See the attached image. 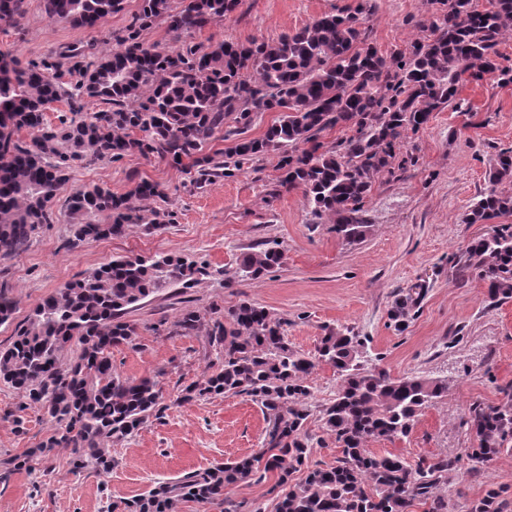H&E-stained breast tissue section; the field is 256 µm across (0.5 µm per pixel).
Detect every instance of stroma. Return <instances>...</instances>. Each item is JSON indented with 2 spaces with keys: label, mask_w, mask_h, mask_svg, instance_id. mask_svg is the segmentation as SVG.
Masks as SVG:
<instances>
[{
  "label": "stroma",
  "mask_w": 512,
  "mask_h": 512,
  "mask_svg": "<svg viewBox=\"0 0 512 512\" xmlns=\"http://www.w3.org/2000/svg\"><path fill=\"white\" fill-rule=\"evenodd\" d=\"M362 8L369 40L390 52L421 37L428 19L425 0H240L223 21L192 33L188 41H272L314 18ZM17 27L0 26V53L21 64L54 63L69 55L86 62L112 50L132 24L139 0H124L120 12L79 29L52 22L44 0H25ZM457 104L434 113L405 147L418 159L400 179L378 178L364 200L370 229L357 242L316 223L302 191L279 185V156L245 162L226 176L198 184L196 174L159 160L125 157L78 167L51 204V221L31 245L0 255V291L17 303L14 321L0 326V348L14 339L16 324L56 288L126 255L170 254L206 267L191 288L169 286L150 295L125 316L137 328L135 341L112 350V365L131 379L152 377L162 391L163 410L142 429L110 444V473L72 468L68 451L56 449L33 466L22 463L28 449L52 432L42 411H24L23 426L7 418L20 395L0 384V512H110L113 501L134 499L162 481L244 457L264 449L266 420L247 395L219 394L185 399V388L216 371L205 336L168 337L157 325H171L186 309L223 318L225 308L248 301L284 322L289 344L314 351L325 328H350L368 337L373 364L391 375L423 374L448 380V398L423 411L402 440L370 442L371 452L393 453L414 462L422 457L458 455V470L440 485L448 512L491 488H504L512 501V454L474 465L464 452L471 440L460 421L471 404L498 403L512 382V301L489 306L483 284L459 280L449 257L490 232L491 224L465 218L474 198L490 186L496 154L512 148V82L490 77L464 81ZM159 185L172 214L166 229L144 233L130 225L124 236L71 247L69 195L93 185L126 195L140 181ZM283 252L285 262L257 280L236 273L244 253L261 244ZM428 292L419 313L396 331L388 311L397 293L415 283ZM306 431L316 441L308 468L335 466L340 450L322 427L321 410L336 396L339 380L322 365L309 380ZM275 473L228 486L224 500L181 502L180 512H274Z\"/></svg>",
  "instance_id": "obj_1"
}]
</instances>
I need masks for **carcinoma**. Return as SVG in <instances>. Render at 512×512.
I'll use <instances>...</instances> for the list:
<instances>
[{
	"label": "carcinoma",
	"mask_w": 512,
	"mask_h": 512,
	"mask_svg": "<svg viewBox=\"0 0 512 512\" xmlns=\"http://www.w3.org/2000/svg\"><path fill=\"white\" fill-rule=\"evenodd\" d=\"M435 7L421 28L428 35L382 53L369 41L361 8L325 13L274 41L188 45L176 54L151 49L141 32L162 21L181 37L224 20L240 0H140L135 23L110 51L75 69L66 84L47 64L27 66L0 54V252L25 248L49 220L50 204L77 166L137 156L214 176L270 152L280 154V186L301 190L321 224L349 242L369 228L364 200L375 179L395 180L418 158L404 149L408 133L427 126L433 113L451 105L459 83L498 76L512 82V67L497 61L496 46L512 37V0H426ZM124 0H45L54 22L92 26L123 9ZM24 0H0V25L15 26ZM93 98L110 109L84 112ZM67 101L71 115L53 124L51 104ZM279 112L261 138L245 133L258 115ZM339 128L344 136L328 147L320 134ZM26 130L30 141L18 133ZM222 138L230 145L207 153ZM224 156V161L216 156ZM491 187L479 196L469 224L512 215V149L492 163ZM159 186L139 182L125 196L94 185L68 199L72 245L119 236L131 224L151 232L170 223L157 210ZM284 254L265 247L244 254L238 273L251 280L283 264ZM462 277L477 276L489 305L512 300V224H496L449 258ZM207 275L169 254L123 256L68 282L43 298L0 349V383L22 397L17 411L34 406L53 433L27 453L42 461L56 448L69 450L76 470H112L106 445L133 435L161 412L155 380L124 378L112 367V348L132 343L136 327L122 317L141 300L180 283L189 288ZM426 285L398 295L389 319L403 331L415 317ZM283 322L263 307L241 302L224 320L183 311L169 337L206 336L219 371L192 383L185 398L244 393L268 422L264 471L275 472L282 495L276 512H448L438 494L442 478L461 458L444 455L411 464L399 455H377L372 440L403 439L422 412L448 399V379L392 376L370 366L368 338L349 329L327 330L315 352L294 349ZM320 365L340 381L335 400L323 409L326 433L341 458L314 469L299 482L291 476L306 465L313 438L305 430L308 380ZM496 405L474 403L465 425L473 438L467 457L477 463L512 454V383ZM259 459L217 464L164 482L141 497L112 502L111 512H178L193 499H224L226 487L251 478ZM512 503L490 489L469 512H509Z\"/></svg>",
	"instance_id": "1"
}]
</instances>
